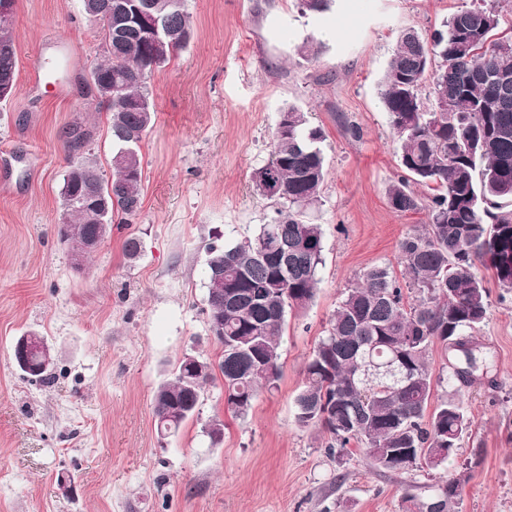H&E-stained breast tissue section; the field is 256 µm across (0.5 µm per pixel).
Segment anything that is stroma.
<instances>
[{
    "label": "stroma",
    "instance_id": "obj_1",
    "mask_svg": "<svg viewBox=\"0 0 512 512\" xmlns=\"http://www.w3.org/2000/svg\"><path fill=\"white\" fill-rule=\"evenodd\" d=\"M478 0H335L334 38L300 0H186L194 37L149 83L154 126L141 144L142 207L113 224L83 270L57 231L66 133L111 176L108 113L87 85L102 33L81 0H17L19 76L0 102V512H411L462 478L458 512H512V291L480 270L489 311L476 333L482 370L460 398L473 420L455 460L435 470H379L356 444L327 455L328 434L299 424L304 366L363 272L399 270L398 244L425 224L386 189L400 173L381 81L401 31L425 38ZM321 45L303 56L304 42ZM61 96H53L55 86ZM321 128L326 175L306 213L321 225L314 301L289 311L278 387L248 415L208 384L194 417L159 437L154 394L184 354L217 363L205 276L213 238H252L278 216L253 188L280 114ZM358 126L353 137L349 126ZM137 236L135 260L123 242ZM44 337L49 381L24 376L17 337ZM224 422L220 445L205 428Z\"/></svg>",
    "mask_w": 512,
    "mask_h": 512
}]
</instances>
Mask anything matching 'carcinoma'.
Returning <instances> with one entry per match:
<instances>
[{
    "label": "carcinoma",
    "instance_id": "1",
    "mask_svg": "<svg viewBox=\"0 0 512 512\" xmlns=\"http://www.w3.org/2000/svg\"><path fill=\"white\" fill-rule=\"evenodd\" d=\"M160 34L170 48L154 60L134 33L112 43V56L95 68L120 85L112 97L109 133L112 178L83 153L88 133L75 126L66 141L68 164L83 168L80 182L104 190L111 212L99 224L88 210L69 213L77 231L65 237L72 251L83 249L85 234L104 238L113 215L129 224L142 205L140 144L154 126L148 81L193 37L185 0H154ZM439 58L430 95L448 110L424 109L419 89L429 53ZM16 36L0 34V85L18 79ZM381 98L398 134L403 175L387 189L400 213L426 212L427 223L398 245L401 276L388 266H372L347 290L305 366L306 382L296 397L297 420L330 436L327 453L340 455L350 441L361 445L379 469L407 473L437 468L452 460L472 420L456 394L431 404L437 385L430 356L437 346L448 358L452 378L468 382L470 332L487 316L489 294L478 266L493 272L512 291V28H502L499 11L481 3L451 15L430 38L399 35L383 79ZM288 130H276L267 162L253 173L259 194L288 204V213L260 226L258 234L235 244L207 246L209 323L224 329L217 367L193 372L197 358L180 360L173 379L154 394L157 429L176 434L194 414L204 386L221 375L225 405L248 414L263 388L281 376L286 312L307 308L315 298L323 262L321 225L305 220L319 202L325 158L321 129L305 113L288 109ZM430 194L421 197L412 185ZM414 292L404 302L403 290ZM27 356H13L18 369L50 379L54 355L36 337ZM461 480L417 512H455Z\"/></svg>",
    "mask_w": 512,
    "mask_h": 512
}]
</instances>
